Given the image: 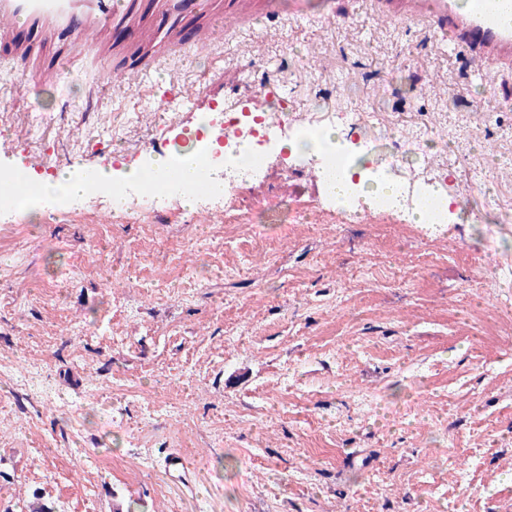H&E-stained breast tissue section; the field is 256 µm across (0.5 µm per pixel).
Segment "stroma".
Wrapping results in <instances>:
<instances>
[{"label":"stroma","mask_w":512,"mask_h":512,"mask_svg":"<svg viewBox=\"0 0 512 512\" xmlns=\"http://www.w3.org/2000/svg\"><path fill=\"white\" fill-rule=\"evenodd\" d=\"M175 2L126 0L96 50L1 37L24 65L0 71V171L133 168L246 98L363 114L338 137L385 151L432 133L404 172L447 174L478 220L349 222L303 155L222 209L130 219L105 190L0 211V512H512V66L484 83L468 49L368 0L319 25L292 0ZM242 13L251 29L225 28ZM191 84L171 126L156 108ZM180 454L195 474H169Z\"/></svg>","instance_id":"35a3bbf8"}]
</instances>
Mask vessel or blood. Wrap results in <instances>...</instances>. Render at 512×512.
Wrapping results in <instances>:
<instances>
[{
    "label": "vessel or blood",
    "instance_id": "vessel-or-blood-1",
    "mask_svg": "<svg viewBox=\"0 0 512 512\" xmlns=\"http://www.w3.org/2000/svg\"><path fill=\"white\" fill-rule=\"evenodd\" d=\"M472 0L460 7L457 0H378L390 18L428 21L449 50L468 47L480 59L496 66L512 65V0ZM120 0H0V29L16 31L20 25L52 31L65 26L79 40H102L118 11Z\"/></svg>",
    "mask_w": 512,
    "mask_h": 512
}]
</instances>
